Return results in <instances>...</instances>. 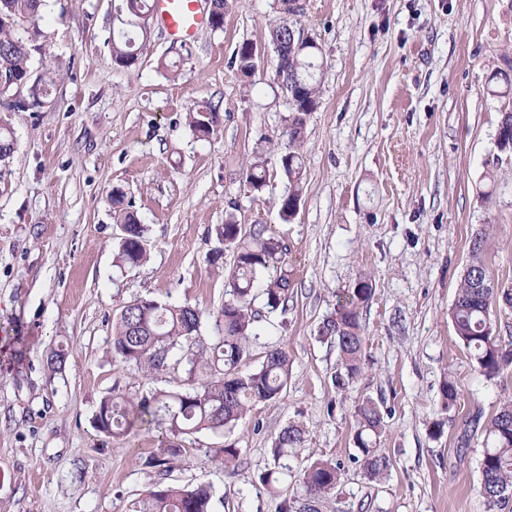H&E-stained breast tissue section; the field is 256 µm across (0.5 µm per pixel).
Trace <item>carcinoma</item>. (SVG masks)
Instances as JSON below:
<instances>
[{
	"mask_svg": "<svg viewBox=\"0 0 512 512\" xmlns=\"http://www.w3.org/2000/svg\"><path fill=\"white\" fill-rule=\"evenodd\" d=\"M44 0H0V14L13 18L16 25L0 24V73L22 77L33 71L34 54L40 52L38 27ZM288 15L270 33L273 49L281 55L276 75L288 85V143L281 152V171L288 180V193L279 201L283 220H292L302 196L301 176L303 130L318 105L317 71L321 48L307 43L288 44ZM120 31L112 35V59L120 68L133 66L139 57L138 37ZM252 44L244 42L238 48L235 64L240 73L251 76L256 69L257 54ZM54 71L41 73L43 95L30 101V109L46 104L54 85ZM188 124L199 137L214 133L219 113L209 105L189 110ZM496 147L512 148V117L506 116L503 130L498 133ZM15 150L10 127L0 124V161ZM245 184L254 191L267 182L265 159L257 156L242 174ZM125 193L113 190L115 223L126 226L118 247L119 267H138L148 259V253L137 246L144 240V225L133 212L122 207ZM217 240L233 253V268L228 276L224 306L209 314L222 336L210 346L197 350L202 341L203 313L189 305L156 299H139L123 307L112 324V358L131 365L145 375L170 369L171 363L182 364L189 376L197 379L185 391L156 390L141 399H128L117 394L106 396L94 417L95 427L108 437L127 438L142 430L163 427L171 440L160 441L159 447L146 465L165 472L183 451L175 442L203 430L217 432L234 428L253 406L279 400L287 389L291 360L288 352L271 348L260 364L251 370H241L250 356V348L261 336L259 314L253 309L256 296L264 297L272 310L286 309L290 283L288 277L264 278V273L281 260L283 247L274 237L262 232L245 233L241 225L229 218L215 227ZM484 236L477 235L471 243V260L450 309V319L456 340L469 352L480 372L488 378L512 366V348L503 346L493 334L489 308L497 297L482 259ZM373 284L361 277L349 288L343 300L319 326V336L336 343L340 353V370L334 385L343 389L362 372L365 344L361 309L370 300ZM354 442L361 452V465L370 479L381 477L389 465L388 458L377 448L384 429L380 406L371 398L355 407ZM489 446L483 450L480 462L481 489L489 509L504 508L512 497V400L504 402L491 420L483 426ZM306 431L298 423L283 427L271 448L273 466L262 472L260 482L265 489L277 494L288 479V460L298 457L304 447ZM240 449L226 445L214 450V458L224 468L238 466ZM340 465L330 459H316L302 470L303 497L285 499L281 512H317L316 504L335 490L340 477ZM213 491L207 485L179 486L158 483L129 502L128 512H211Z\"/></svg>",
	"mask_w": 512,
	"mask_h": 512,
	"instance_id": "obj_1",
	"label": "carcinoma"
}]
</instances>
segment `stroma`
I'll list each match as a JSON object with an SVG mask.
<instances>
[{
  "label": "stroma",
  "mask_w": 512,
  "mask_h": 512,
  "mask_svg": "<svg viewBox=\"0 0 512 512\" xmlns=\"http://www.w3.org/2000/svg\"><path fill=\"white\" fill-rule=\"evenodd\" d=\"M119 0H49L41 13L45 55L62 65L44 108L5 113L17 149L0 162V512H126L157 482L210 485L213 512H279L259 475L288 423L306 429L292 462L340 463L321 512H488L479 461L483 431L512 398V368L481 374L455 339L448 312L485 234L496 288L512 290V159L495 146L512 109L499 73L512 75V0H302L300 36L322 50L317 109L304 130L302 198L283 221L288 189L277 143L288 99L275 78L269 31L274 0H234L220 29L190 43L151 26L138 61L117 68L108 41ZM252 43L258 69L233 63ZM174 73L158 69L159 60ZM216 106L220 125L197 138L186 119ZM263 151L266 187L249 191L242 172ZM122 189L145 226L149 260L116 265L122 237L112 191ZM233 216L263 229L285 251L271 275H287L286 311L254 307L267 331L247 368L268 347L287 351L284 396L260 403L230 432L184 438L168 472L145 464L161 429L108 438L93 424L103 397L140 398L192 383L183 370L147 376L112 358V322L135 299L224 304L233 266L214 228ZM375 288L361 310L362 374L345 390L332 379L335 344L322 320L360 277ZM64 349V371L44 366ZM458 398L443 410L442 385ZM380 406V448L389 459L369 479L352 435L363 398ZM235 444L224 470L214 449Z\"/></svg>",
  "instance_id": "35a3bbf8"
}]
</instances>
